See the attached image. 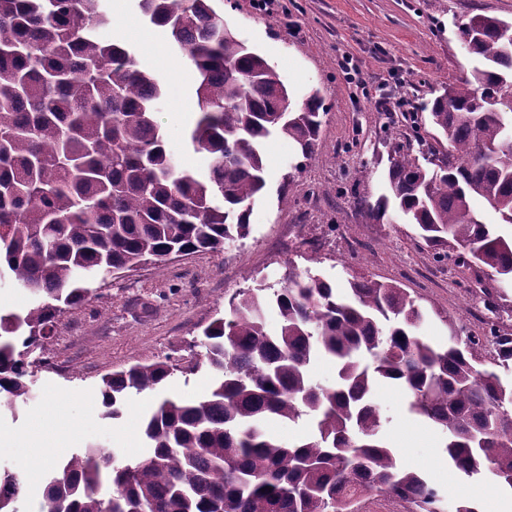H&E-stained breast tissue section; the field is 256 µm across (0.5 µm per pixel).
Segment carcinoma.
<instances>
[{
    "label": "carcinoma",
    "instance_id": "cac0c4a2",
    "mask_svg": "<svg viewBox=\"0 0 512 512\" xmlns=\"http://www.w3.org/2000/svg\"><path fill=\"white\" fill-rule=\"evenodd\" d=\"M213 2L136 0L197 71L188 140L211 156L199 175L174 162L157 121L167 83L100 35L107 0H0V282L32 296L26 310L0 312V409L31 398L18 347L43 348L96 275L162 264L172 250H224L249 234L266 141L283 136L313 157L319 92L291 107L280 74ZM510 32L512 22L488 15L458 25L475 65L428 104L438 146H395L386 193L368 204L379 223L393 211L414 225L434 263L507 285L512 235L495 227H512ZM473 197L497 222L471 208ZM502 299L501 289H483L488 335L452 328L435 344L406 289L356 276L338 288L290 263L281 287L240 289L204 329L209 390L162 399L144 421L138 458L90 444L58 462L41 512H357L372 494L446 512L441 489L380 441V379L398 382L409 411L445 434L460 472L512 489V383L487 366L512 367V336L497 326ZM320 359L336 364L332 386L312 376ZM199 366L167 357L104 376L102 416L119 418L132 396ZM271 418L306 419L313 435L287 445L264 432ZM20 497L18 475L0 473V512H20Z\"/></svg>",
    "mask_w": 512,
    "mask_h": 512
}]
</instances>
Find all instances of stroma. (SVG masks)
Masks as SVG:
<instances>
[{"instance_id":"35a3bbf8","label":"stroma","mask_w":512,"mask_h":512,"mask_svg":"<svg viewBox=\"0 0 512 512\" xmlns=\"http://www.w3.org/2000/svg\"><path fill=\"white\" fill-rule=\"evenodd\" d=\"M236 37L276 67L301 105L319 90L325 114L312 160L296 169L288 139L264 147L267 188L250 215V233L221 252H200L165 265L97 279L84 302L57 318L44 351L25 354L32 397L0 412V467L37 468L25 482L23 512H39L46 474L95 443L135 458L143 451L144 416L166 393L190 398L211 383L207 369L175 374L166 390L134 396L120 418H103L99 384L106 374L167 357L189 363L192 343L247 278L280 287L289 265L346 285L354 276L392 282L419 297L424 330L441 341L450 329L476 336L486 315L474 273L433 263L413 225L372 221L362 200L385 190L391 148L428 131L427 104L471 68L457 26L483 14L512 20V0H216ZM408 100L413 114L392 111ZM174 159L205 173L207 153L185 133L193 107L159 114ZM375 399L389 421L380 437L408 468L445 489L449 502L470 499L485 475L466 476L444 451L446 437L410 416L400 386L382 380Z\"/></svg>"}]
</instances>
